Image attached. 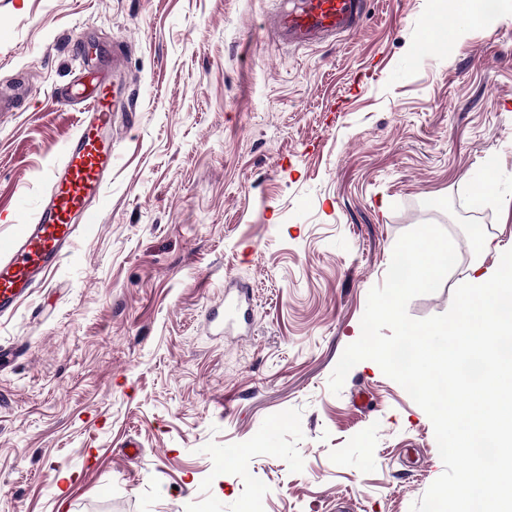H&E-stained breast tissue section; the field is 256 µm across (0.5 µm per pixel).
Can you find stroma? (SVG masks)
I'll list each match as a JSON object with an SVG mask.
<instances>
[{"instance_id": "stroma-1", "label": "stroma", "mask_w": 512, "mask_h": 512, "mask_svg": "<svg viewBox=\"0 0 512 512\" xmlns=\"http://www.w3.org/2000/svg\"><path fill=\"white\" fill-rule=\"evenodd\" d=\"M288 2L0 0V94L24 95L0 112V242L79 119L54 99L73 38L121 53L134 110L97 222L0 317V512H410L442 474L377 363L328 381L402 233L436 223L458 255L416 319L512 249V14L448 50L422 40L434 0H367L294 48L269 29ZM231 282L253 301L237 339L208 327Z\"/></svg>"}]
</instances>
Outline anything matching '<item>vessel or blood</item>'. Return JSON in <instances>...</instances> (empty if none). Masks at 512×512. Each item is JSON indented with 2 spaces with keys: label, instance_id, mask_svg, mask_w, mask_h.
Returning a JSON list of instances; mask_svg holds the SVG:
<instances>
[{
  "label": "vessel or blood",
  "instance_id": "obj_1",
  "mask_svg": "<svg viewBox=\"0 0 512 512\" xmlns=\"http://www.w3.org/2000/svg\"><path fill=\"white\" fill-rule=\"evenodd\" d=\"M365 0H295L273 16L276 36L289 46H310L355 30ZM121 59L85 65L79 78L55 99L80 105L76 130L66 142L62 161L50 168L48 187L30 219L14 212L26 225L23 236L0 247V316L11 313L35 284L54 270L73 246L80 226L94 223L115 159L112 132L127 113Z\"/></svg>",
  "mask_w": 512,
  "mask_h": 512
}]
</instances>
